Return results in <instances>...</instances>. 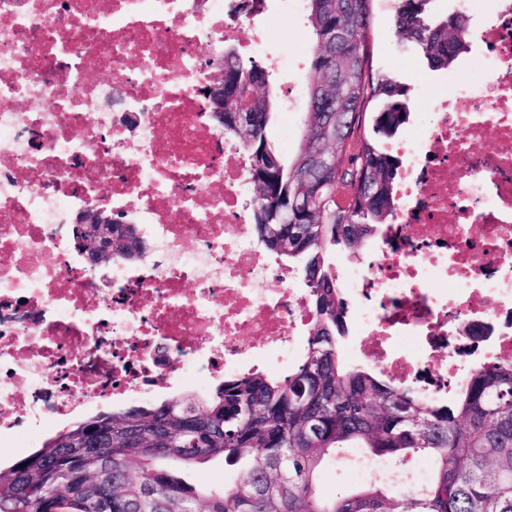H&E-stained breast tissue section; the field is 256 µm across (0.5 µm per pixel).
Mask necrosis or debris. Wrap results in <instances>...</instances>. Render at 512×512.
Here are the masks:
<instances>
[{
  "instance_id": "1",
  "label": "necrosis or debris",
  "mask_w": 512,
  "mask_h": 512,
  "mask_svg": "<svg viewBox=\"0 0 512 512\" xmlns=\"http://www.w3.org/2000/svg\"><path fill=\"white\" fill-rule=\"evenodd\" d=\"M266 0H0V439L106 404L140 402L174 377L220 379L307 340L308 298L249 235L248 157L216 126L200 51L229 41ZM432 117L393 148V223L348 267L364 356L436 402L466 369L512 360V0H496ZM130 216L150 251L92 269L73 216Z\"/></svg>"
}]
</instances>
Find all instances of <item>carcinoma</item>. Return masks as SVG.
I'll return each instance as SVG.
<instances>
[{
	"mask_svg": "<svg viewBox=\"0 0 512 512\" xmlns=\"http://www.w3.org/2000/svg\"><path fill=\"white\" fill-rule=\"evenodd\" d=\"M305 2L313 80L291 162L267 138L271 104L256 92L266 71L235 52L219 63L220 128L249 158L253 231L308 293L313 319L299 360L282 375L224 379L206 396L176 394L74 422L0 467V512H512V360L475 366L456 399L435 403L339 355L350 310L330 253L339 246L361 256L396 215L401 162L377 140L409 122L411 89L366 75L369 0ZM396 2V38L429 68L446 70L470 52L467 17L435 15L434 0ZM368 98L380 100L372 136L350 146ZM340 184L351 187L341 206ZM115 218L112 259L121 260L141 236L125 214ZM342 448L399 461L426 454L433 475L400 495L376 481L325 496L318 474ZM216 460L232 472L221 490L185 480L189 467ZM64 475L71 482L45 501L43 490Z\"/></svg>",
	"mask_w": 512,
	"mask_h": 512,
	"instance_id": "obj_1",
	"label": "carcinoma"
}]
</instances>
